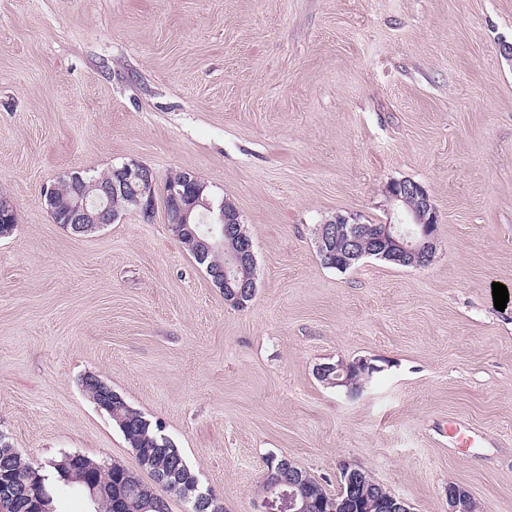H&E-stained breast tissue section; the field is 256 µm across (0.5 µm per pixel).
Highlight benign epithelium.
I'll return each mask as SVG.
<instances>
[{
  "label": "benign epithelium",
  "mask_w": 512,
  "mask_h": 512,
  "mask_svg": "<svg viewBox=\"0 0 512 512\" xmlns=\"http://www.w3.org/2000/svg\"><path fill=\"white\" fill-rule=\"evenodd\" d=\"M77 193L68 205L62 219L72 227L76 234L87 232L89 227L98 228L103 223L112 199V193L131 192L130 202L135 212L148 217L155 204L158 184L152 169L139 162L122 164L112 171V179L86 182L75 176ZM201 183L197 175H192L179 183L164 185V196L172 199L174 210L169 212V224L189 225L190 222L204 225L201 234H191L195 246V255L200 263H205L210 255L224 253V263L214 267L208 266L213 284L240 300L241 291H251L254 282L239 279L240 270L254 263L253 242L246 238L234 239L233 225L239 218L225 209V204L214 205L202 197V191L193 189L188 193L187 184ZM386 193L394 206L398 207L408 198H415L418 209L404 212L398 222L382 224L378 233L370 234L367 225L350 221L345 216H336L317 229V248H325L336 239V234L344 232L349 247L346 249L344 263L352 266L364 258L386 259L415 268L428 266L437 249L438 214L426 189L418 182L410 180L395 181L388 185ZM347 366L340 362L327 364L318 368L320 378L329 384L347 388L348 394L358 393L350 387ZM282 470L288 473V480H276L270 492L277 497L260 498L256 503V512H273L276 501L287 512H305L307 504L299 499V479L297 468L288 458H283ZM372 480L371 474L360 469L342 468L340 475L341 489L338 495L328 500L326 512H351L355 491L361 483Z\"/></svg>",
  "instance_id": "obj_1"
}]
</instances>
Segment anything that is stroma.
I'll return each mask as SVG.
<instances>
[{
    "label": "stroma",
    "mask_w": 512,
    "mask_h": 512,
    "mask_svg": "<svg viewBox=\"0 0 512 512\" xmlns=\"http://www.w3.org/2000/svg\"><path fill=\"white\" fill-rule=\"evenodd\" d=\"M512 0H0V431L40 465L138 471L85 395L98 376L161 428L224 512L264 461L329 493L360 467L411 512H512ZM136 161L237 208L256 294L225 303L163 204L77 236L42 189ZM411 179L439 216L423 268L321 261L319 224L395 216ZM365 360L359 394L319 379ZM469 424L482 448L448 442Z\"/></svg>",
    "instance_id": "stroma-1"
}]
</instances>
